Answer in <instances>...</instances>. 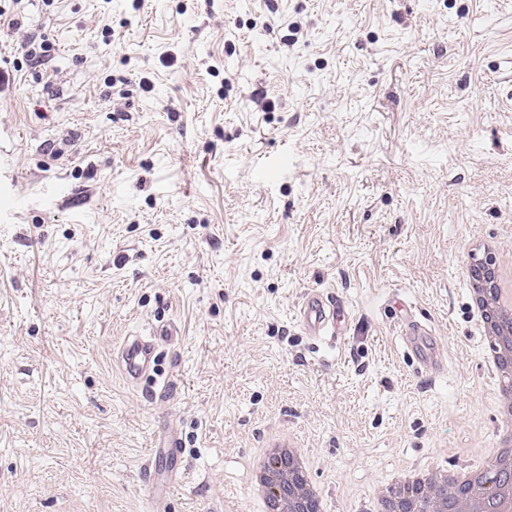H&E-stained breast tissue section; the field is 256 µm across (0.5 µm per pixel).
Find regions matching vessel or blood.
<instances>
[{"label": "vessel or blood", "instance_id": "1", "mask_svg": "<svg viewBox=\"0 0 512 512\" xmlns=\"http://www.w3.org/2000/svg\"><path fill=\"white\" fill-rule=\"evenodd\" d=\"M349 320L350 314L345 307L332 294L320 290L308 292L296 314L297 324L307 336L331 346L345 336ZM172 337L171 329L165 326L154 327L145 335L126 336L117 351L118 369L126 382L137 385L148 378L155 392L167 393L171 388L169 380L155 377L154 372L159 344ZM399 338L408 350L418 355L431 377L443 373L444 366L432 352V336L426 328L413 325L400 332Z\"/></svg>", "mask_w": 512, "mask_h": 512}]
</instances>
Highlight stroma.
Segmentation results:
<instances>
[{"label": "stroma", "instance_id": "35a3bbf8", "mask_svg": "<svg viewBox=\"0 0 512 512\" xmlns=\"http://www.w3.org/2000/svg\"><path fill=\"white\" fill-rule=\"evenodd\" d=\"M0 10L25 18L0 29V512H262L250 466L278 432L327 512L488 462L461 257L512 259V0ZM312 289L350 313L337 348L296 324ZM396 297L443 378L396 341ZM163 321L174 391L151 397L114 356ZM170 430L180 457H152Z\"/></svg>", "mask_w": 512, "mask_h": 512}]
</instances>
